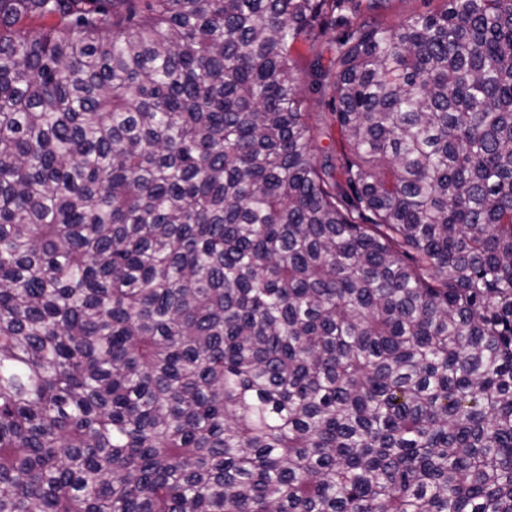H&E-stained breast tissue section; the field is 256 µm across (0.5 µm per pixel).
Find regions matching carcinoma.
I'll return each mask as SVG.
<instances>
[{
  "label": "carcinoma",
  "mask_w": 512,
  "mask_h": 512,
  "mask_svg": "<svg viewBox=\"0 0 512 512\" xmlns=\"http://www.w3.org/2000/svg\"><path fill=\"white\" fill-rule=\"evenodd\" d=\"M390 2L0 0V512H512V0ZM438 5V0H392L387 22L395 23L413 13L427 12Z\"/></svg>",
  "instance_id": "obj_1"
}]
</instances>
